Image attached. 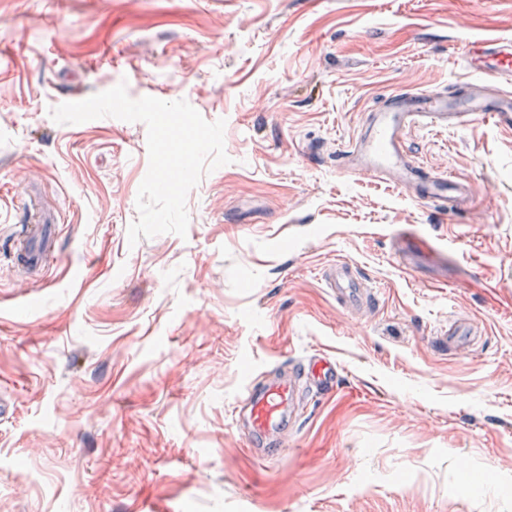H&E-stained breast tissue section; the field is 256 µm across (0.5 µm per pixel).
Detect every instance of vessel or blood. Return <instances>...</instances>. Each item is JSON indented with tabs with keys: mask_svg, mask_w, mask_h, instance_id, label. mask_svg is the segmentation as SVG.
Instances as JSON below:
<instances>
[{
	"mask_svg": "<svg viewBox=\"0 0 512 512\" xmlns=\"http://www.w3.org/2000/svg\"><path fill=\"white\" fill-rule=\"evenodd\" d=\"M465 62L479 74L465 95L448 98L427 92H399L368 113L355 145L358 171L388 181L419 200L440 203L443 212L455 214L464 208L468 201L464 185L455 176L426 171L411 160L404 149V137L419 125L447 128L512 118V93L507 90L512 83V41L478 40L467 50ZM48 234L47 225H25L13 239L14 260L31 270L39 268L48 256L31 251L30 245ZM327 285L348 303L362 298L358 278L348 265L336 266ZM246 401L250 442L261 448L263 456H272L276 432L298 401L297 378L288 372L261 386H248Z\"/></svg>",
	"mask_w": 512,
	"mask_h": 512,
	"instance_id": "1",
	"label": "vessel or blood"
}]
</instances>
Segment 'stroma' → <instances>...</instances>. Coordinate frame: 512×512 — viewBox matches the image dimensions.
<instances>
[{
    "label": "stroma",
    "mask_w": 512,
    "mask_h": 512,
    "mask_svg": "<svg viewBox=\"0 0 512 512\" xmlns=\"http://www.w3.org/2000/svg\"><path fill=\"white\" fill-rule=\"evenodd\" d=\"M488 37L512 0H0V512H512V123L407 136L460 216L336 162L385 95L465 91ZM122 82L226 122L186 237L128 243L144 123L50 117ZM42 222L30 277L10 242ZM319 352L339 388L299 380L258 457L247 381ZM327 286L338 291L348 303H358L362 299L363 290L359 288L358 277L348 265L336 266L327 280Z\"/></svg>",
    "instance_id": "stroma-1"
}]
</instances>
